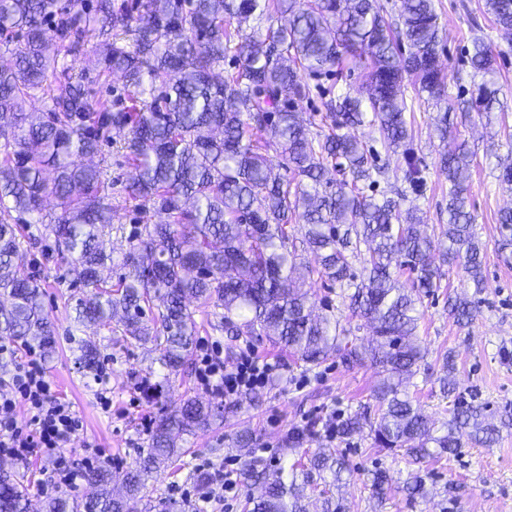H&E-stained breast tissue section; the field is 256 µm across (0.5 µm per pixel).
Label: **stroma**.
Masks as SVG:
<instances>
[{"instance_id":"35a3bbf8","label":"stroma","mask_w":512,"mask_h":512,"mask_svg":"<svg viewBox=\"0 0 512 512\" xmlns=\"http://www.w3.org/2000/svg\"><path fill=\"white\" fill-rule=\"evenodd\" d=\"M444 40L440 60L448 79L467 69L466 49L475 36H482L497 50L496 64L500 100L512 124V42L491 24L485 12V0H433ZM97 34H89L83 55L73 64L92 104L117 98L123 87L120 75L103 71L88 63L86 56L98 43ZM414 110L408 113L418 156L426 167V186L413 199L428 227L448 221V180L438 165V147L430 137L440 114L434 104L419 100L407 90ZM456 141L466 143L474 155L468 181V198L475 217V231L488 247L485 283L475 292L462 270L449 274L448 288L424 299V315L418 334L428 350L426 366L417 374V400L422 411L436 422L450 417L451 405L439 391L443 375L442 356L452 352L455 362L456 393L466 402L488 405L493 415L512 412V247L499 250L502 239L498 224L500 210L512 207V188L501 185L496 175L500 159L512 155V144L495 127L475 117L457 118L453 130ZM104 168L108 193L121 227L107 243L115 264L113 276H120V260L128 248V235L138 224L160 222V213L135 209L124 190L134 173L123 151L102 144L95 157ZM19 260L42 285L44 304L54 326L56 350L44 365L56 394L73 404L83 427L71 441L68 453L72 461H81L85 443L103 448L116 471L134 463L148 446L143 432V417L158 420L183 399L201 396L194 372L165 379L150 345L116 339L109 329L83 325L75 319L80 295L73 262L61 259L54 236L41 224L26 225L21 239ZM476 294L480 313L473 323L461 326L448 314L449 292ZM94 339L99 348L97 371L80 368L78 342ZM257 352L276 362L279 370L268 384L235 403L221 406L222 419L206 430L186 435L181 441L183 453L151 479L158 494L171 498L175 488H194L193 473L204 467L239 470L245 455L263 458L271 469H287L305 460L308 452L324 446L337 448L348 462L353 476L342 494L346 512H512V429L502 430L489 448L469 445L457 457L432 464L428 468V497H408L403 490L409 474L417 469L403 455L376 451L368 433L347 438L327 437L326 419H345L375 407L374 390L379 376L372 366L349 368L336 356H329L317 368H309L296 356L260 337L249 340ZM111 391L112 408L104 410L99 402L102 388ZM306 427L299 443H292L291 429ZM250 437L248 451L236 443L240 434ZM385 468L391 478V491L385 507H378L367 486V477L375 468ZM0 468L24 475L30 512H43L45 496L40 483L52 476V463L34 455L23 460L5 459ZM454 487L456 504L447 501V487Z\"/></svg>"}]
</instances>
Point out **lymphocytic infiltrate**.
Masks as SVG:
<instances>
[{
	"mask_svg": "<svg viewBox=\"0 0 512 512\" xmlns=\"http://www.w3.org/2000/svg\"><path fill=\"white\" fill-rule=\"evenodd\" d=\"M275 369V364L256 357L253 347L247 345L239 349L236 362L230 366L219 358L203 355L197 378L205 392L233 402L264 387ZM20 405L26 411L22 419L16 414ZM81 427L71 404L54 397L41 360L18 364L10 393L0 394V457L22 459L43 454L52 460L58 481L76 483L101 454L99 448L89 444L84 465L71 462L67 447Z\"/></svg>",
	"mask_w": 512,
	"mask_h": 512,
	"instance_id": "lymphocytic-infiltrate-1",
	"label": "lymphocytic infiltrate"
}]
</instances>
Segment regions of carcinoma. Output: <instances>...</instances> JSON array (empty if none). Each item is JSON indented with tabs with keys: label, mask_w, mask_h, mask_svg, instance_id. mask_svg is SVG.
<instances>
[{
	"label": "carcinoma",
	"mask_w": 512,
	"mask_h": 512,
	"mask_svg": "<svg viewBox=\"0 0 512 512\" xmlns=\"http://www.w3.org/2000/svg\"><path fill=\"white\" fill-rule=\"evenodd\" d=\"M485 6L493 26L511 37L512 0ZM140 7L133 17L128 9L113 11L110 0L92 7L0 0V36L15 38L13 64L0 65V292L11 300L0 308V336L32 352L54 344L41 285L19 262V221L29 215L40 223L52 197L59 214L51 231L81 267L77 319L153 344L165 378L186 373L198 335L186 304L194 299L209 309L213 331L266 336L311 368L334 352L349 368L370 363L385 373L375 390L378 413L340 421L343 436L367 428L377 448L418 464L455 455L466 443L492 446L499 427L487 406L456 398L451 418L438 427L408 391L426 355L417 336L419 306L442 288V265L461 268L477 288L483 284L485 252L468 210L473 153L448 139L451 113L474 111L489 120L503 111L500 89L488 78L496 64L491 44L472 43L469 76L482 83L465 100L463 86L447 89L433 0H401L406 51L378 0H145ZM273 13L288 24L234 42L243 24ZM56 16L60 28L52 37L46 24ZM96 30L103 37L96 63L121 74L128 97L126 105L119 97L97 112L80 83L51 80L59 60L78 56ZM231 50L235 71L226 78L217 70ZM344 59L367 69L365 79L352 94L321 87L322 120L336 132L314 134L298 111L310 95L300 73L327 77ZM407 79L416 94L445 104L432 137L443 146L448 223L436 234L424 229L415 206H405L406 194L381 188L401 180L416 193L426 185L410 148ZM39 93L47 112L24 111ZM364 125L379 133L385 154L357 134ZM113 130L127 131L121 149L134 160L128 196L167 215L129 235L121 259L127 272L115 284L104 275L112 264L104 238L114 229L104 172L82 162L110 142ZM304 252L314 256L307 273L340 288L351 316L370 325L373 344L355 345L336 317L313 314L315 302L297 284ZM402 267L414 274L409 288L395 275ZM477 313V301L448 296L457 323L470 324ZM81 351L84 366L97 367L95 342L83 340ZM219 416L211 401L185 399L159 418L146 455L121 472L125 497L114 496L116 473L100 465L88 473L98 488L94 502L55 498L46 512H127L125 499L149 496L151 474L182 454L178 437L211 427ZM315 473L323 488L313 498ZM243 475L246 512H344L336 492L351 469L337 449L317 448L287 473L251 457ZM23 482L22 475L0 474V512H28ZM370 490L384 505V469L372 471Z\"/></svg>",
	"instance_id": "obj_1"
}]
</instances>
